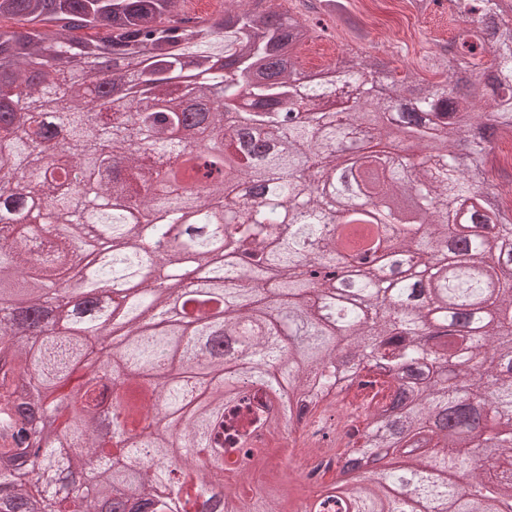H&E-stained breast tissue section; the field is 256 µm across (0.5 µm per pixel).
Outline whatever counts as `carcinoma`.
I'll list each match as a JSON object with an SVG mask.
<instances>
[{
	"label": "carcinoma",
	"instance_id": "carcinoma-1",
	"mask_svg": "<svg viewBox=\"0 0 512 512\" xmlns=\"http://www.w3.org/2000/svg\"><path fill=\"white\" fill-rule=\"evenodd\" d=\"M188 3L0 0V184L26 192L0 194V300L14 309L0 324V422L16 427L0 460L21 455V418L45 400L62 404L30 480L0 466V490L20 512H44L47 496L58 512L132 498L151 512H225L230 498L240 512H276L278 418L227 427L228 442L249 449L240 473L262 463L263 482L243 492L224 484L228 409L289 393L304 410L363 371L397 382L350 450L378 453L382 470L324 487L326 507L398 512L397 489L410 481L415 512H512V320L489 319L512 308V180L493 179L495 150L512 142V6L452 0L464 26L425 57L440 81L397 77L358 49L327 66L326 82L298 65L316 26L277 0L204 14ZM310 3L357 44L373 43L348 0ZM82 30L92 35L75 36ZM77 58L111 61L109 79L128 99L98 100L99 74L67 66ZM214 77L219 107L209 105ZM188 104L200 107L192 124ZM403 132L428 152H374ZM348 161L371 213L325 186ZM481 187L494 207L479 223L457 222L477 211ZM360 221L400 227L396 257L383 262L391 278L366 269L346 286L312 279L310 264L343 258L345 228ZM38 225L54 227L39 253L29 240ZM185 267L201 271L202 288L183 292ZM100 277L113 283L101 307L50 315L62 286L94 294ZM182 292L185 318L163 320ZM221 297L215 314L196 310ZM94 336L120 351L110 380L94 368ZM453 358L487 382L460 376ZM111 407L125 419L106 438L99 413ZM483 417L492 431L470 435ZM154 455L176 462L152 469ZM74 469L82 481L71 489L63 476ZM160 483L177 501L152 496Z\"/></svg>",
	"mask_w": 512,
	"mask_h": 512
}]
</instances>
